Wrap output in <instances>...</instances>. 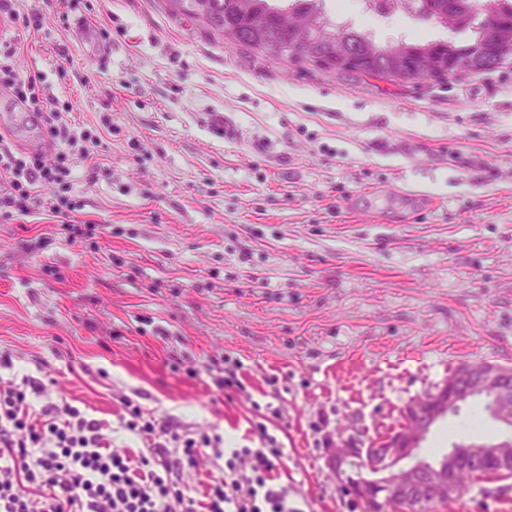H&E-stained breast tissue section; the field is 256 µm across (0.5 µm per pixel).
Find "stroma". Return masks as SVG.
Listing matches in <instances>:
<instances>
[{
  "label": "stroma",
  "mask_w": 512,
  "mask_h": 512,
  "mask_svg": "<svg viewBox=\"0 0 512 512\" xmlns=\"http://www.w3.org/2000/svg\"><path fill=\"white\" fill-rule=\"evenodd\" d=\"M9 0L0 56L102 139L73 159L84 235L0 218V383L104 423L124 399L178 433L283 448L303 512H357L328 449L368 446L459 362L512 365V62L395 83L272 60L166 0ZM39 28H24L27 16ZM15 149L39 127L0 89ZM240 383L222 389L226 362ZM474 400L420 456L501 435ZM439 512H512V479Z\"/></svg>",
  "instance_id": "35a3bbf8"
}]
</instances>
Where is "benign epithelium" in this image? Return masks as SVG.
<instances>
[{
  "instance_id": "benign-epithelium-1",
  "label": "benign epithelium",
  "mask_w": 512,
  "mask_h": 512,
  "mask_svg": "<svg viewBox=\"0 0 512 512\" xmlns=\"http://www.w3.org/2000/svg\"><path fill=\"white\" fill-rule=\"evenodd\" d=\"M481 397L490 404L492 417L512 430V416L502 407L512 403V366L486 361L460 363L442 386L422 404L408 402L402 410L405 424L385 439L366 448H331L327 466L362 512H387L392 499L421 512L432 500H454L461 494L457 475L493 463L503 477L512 476V434L461 445L435 464H417L402 470L399 462L417 454L432 426L455 413L469 400ZM358 458L374 475L375 483H351L348 462Z\"/></svg>"
}]
</instances>
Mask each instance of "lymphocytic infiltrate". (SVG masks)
Segmentation results:
<instances>
[{
    "label": "lymphocytic infiltrate",
    "instance_id": "1",
    "mask_svg": "<svg viewBox=\"0 0 512 512\" xmlns=\"http://www.w3.org/2000/svg\"><path fill=\"white\" fill-rule=\"evenodd\" d=\"M2 86L39 120L48 150L0 146V215L44 209L80 235L75 204L61 194L43 198L39 189L66 187L72 154L96 164L99 136L63 120L46 95L44 74L21 75L0 60ZM42 392L29 377L0 387V512H302L272 484L282 449L265 425L253 429L259 447L231 449L224 474L198 498L184 493L180 480L211 447L209 437L181 436L168 419L143 421L140 406L128 401L121 425L148 435L149 443L118 453L101 421L64 398L36 403Z\"/></svg>",
    "mask_w": 512,
    "mask_h": 512
}]
</instances>
